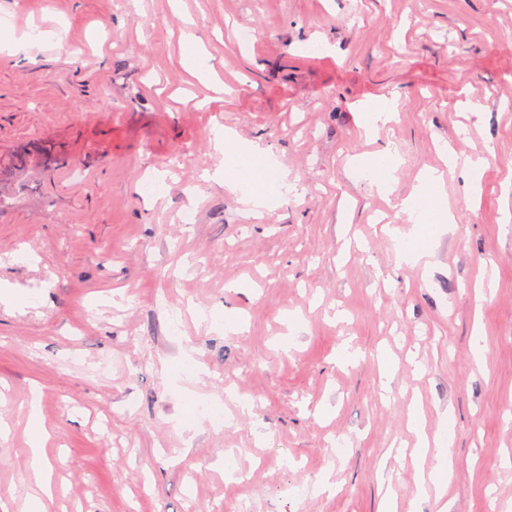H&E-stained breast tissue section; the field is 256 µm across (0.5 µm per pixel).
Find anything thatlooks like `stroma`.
<instances>
[{"label":"stroma","mask_w":512,"mask_h":512,"mask_svg":"<svg viewBox=\"0 0 512 512\" xmlns=\"http://www.w3.org/2000/svg\"><path fill=\"white\" fill-rule=\"evenodd\" d=\"M1 17L33 45L0 56V161L51 158L25 198L0 182V512L39 491L35 420L50 512H512V0H0ZM189 21L223 92L183 64ZM225 129L296 182L278 209L216 178ZM387 148L391 194L351 179ZM451 154L455 223H414L402 199ZM394 237L427 257L398 264ZM201 400L225 428L190 420ZM48 438L46 431L35 420L33 421L30 435V468L38 475L43 477V496H32L27 504L28 512H49L50 503L52 501V492L50 485V475L48 473V465L45 462L42 454L41 447Z\"/></svg>","instance_id":"35a3bbf8"}]
</instances>
